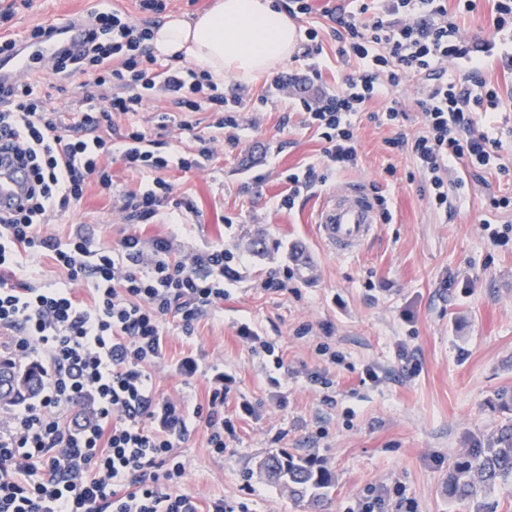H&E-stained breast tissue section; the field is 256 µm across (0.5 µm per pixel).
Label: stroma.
<instances>
[{
	"mask_svg": "<svg viewBox=\"0 0 512 512\" xmlns=\"http://www.w3.org/2000/svg\"><path fill=\"white\" fill-rule=\"evenodd\" d=\"M91 2L33 0L14 9L7 32L19 37L36 24L64 22ZM336 26L319 14L301 18L299 30L317 29L319 53L306 55L302 36L285 64L252 83L219 79L225 95L243 103L240 143L204 169L163 171L176 198L191 206L180 232L164 212L136 229L124 223L113 199L146 178L119 161L111 196L88 187L80 207L61 213L50 230L64 238L80 228L106 247L134 230L145 238L171 234L179 254L220 244L249 258L223 307L203 316L193 335H184L179 318L166 319L171 356L192 349L203 363L223 364L237 395L259 411L238 423L223 454L208 448L200 428L180 443L185 474L177 492L203 503L225 499L234 512H362L377 491L386 512H466L448 497V468L463 451L486 446L501 422L491 403L512 386V241L501 246L490 237L512 227V207L489 206L490 195L512 186L460 165L452 178L464 186L451 191V208H434L410 152L395 155L385 144L399 133L414 139L423 128L414 79L357 116V167L327 170L326 143L304 126L294 100L335 92L357 70L354 56L339 53ZM51 84L44 78L42 90L65 119L101 105L94 85L71 94ZM395 99L410 114L399 128L385 118ZM309 166L324 186L293 209L278 207L288 170ZM353 183L384 197L391 218L353 254L339 256L318 238L315 217L326 190ZM272 273L287 280L285 290H262ZM244 323L274 342L282 366L251 352L239 335ZM315 370L326 372L331 388L309 384ZM274 377L285 403L271 396ZM272 454L327 472L328 503L290 496L262 467Z\"/></svg>",
	"mask_w": 512,
	"mask_h": 512,
	"instance_id": "35a3bbf8",
	"label": "stroma"
}]
</instances>
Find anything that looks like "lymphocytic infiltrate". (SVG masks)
I'll return each mask as SVG.
<instances>
[{
  "mask_svg": "<svg viewBox=\"0 0 512 512\" xmlns=\"http://www.w3.org/2000/svg\"><path fill=\"white\" fill-rule=\"evenodd\" d=\"M167 2L137 0L136 19L116 9L96 12L82 51L51 63L64 87L79 91L90 77L102 90V107L73 123L41 95V72L0 85V153L13 154L33 176L24 203L0 213V329L10 335L0 360L43 379L26 398L0 406V512H233L223 499L202 506L177 493L185 466L174 448L201 426L208 447L223 454L236 434L224 414L235 379L193 354L170 357L164 325L178 317L192 335L200 317L223 303L245 257L220 245L177 256L170 237L137 234L106 249L78 231L63 241L48 230L89 184L111 193L116 154L148 178L118 199L127 223L155 217L174 194L162 171L173 163L201 169L214 157V140L195 134L193 113L212 112V128L238 146L241 99L224 96L208 74L157 64L150 19ZM475 8L476 0H456L452 9L446 0H360L339 16L347 51L361 67L336 93L297 104L327 143L329 169L357 166L356 115L419 75L431 81L416 100L423 130L387 145L410 149L435 208L448 207L456 165L506 175L498 163L503 142L489 132L503 103L483 72L496 61L512 72V0H495L494 35L482 43L466 39L456 22ZM449 63L457 77L446 78ZM156 95L170 106L159 129L191 134L195 152L171 160L166 141L135 122ZM33 252L52 258L63 278L41 285L32 269L12 281ZM80 284L89 300L78 297ZM161 365L187 379L205 373L207 403L159 395L152 370Z\"/></svg>",
  "mask_w": 512,
  "mask_h": 512,
  "instance_id": "f902f5d3",
  "label": "lymphocytic infiltrate"
}]
</instances>
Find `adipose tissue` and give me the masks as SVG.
Masks as SVG:
<instances>
[{
  "label": "adipose tissue",
  "instance_id": "adipose-tissue-1",
  "mask_svg": "<svg viewBox=\"0 0 512 512\" xmlns=\"http://www.w3.org/2000/svg\"><path fill=\"white\" fill-rule=\"evenodd\" d=\"M297 38L296 24L271 0H217L193 20L171 17L154 29L151 44L157 56L248 83L284 64Z\"/></svg>",
  "mask_w": 512,
  "mask_h": 512
}]
</instances>
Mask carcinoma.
Returning <instances> with one entry per match:
<instances>
[{
  "mask_svg": "<svg viewBox=\"0 0 512 512\" xmlns=\"http://www.w3.org/2000/svg\"><path fill=\"white\" fill-rule=\"evenodd\" d=\"M496 407L504 419L491 442L460 454L448 472V496L472 512H486L482 501L486 493L497 487L512 488V389L504 387L497 393ZM265 467L299 497L312 490L321 499L331 486L328 473H316L292 456L270 458Z\"/></svg>",
  "mask_w": 512,
  "mask_h": 512,
  "instance_id": "1",
  "label": "carcinoma"
}]
</instances>
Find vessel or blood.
Listing matches in <instances>:
<instances>
[{"label":"vessel or blood","mask_w":512,"mask_h":512,"mask_svg":"<svg viewBox=\"0 0 512 512\" xmlns=\"http://www.w3.org/2000/svg\"><path fill=\"white\" fill-rule=\"evenodd\" d=\"M91 14L76 24H62L54 38L26 40L11 57L0 60V83L10 84L24 78L36 65H47L62 48L80 44ZM29 185L26 170L18 164L0 165V209L16 207ZM378 216L371 198L361 186L325 194L317 212L316 229L321 241L337 255L351 254L374 231Z\"/></svg>","instance_id":"b4317fda"}]
</instances>
